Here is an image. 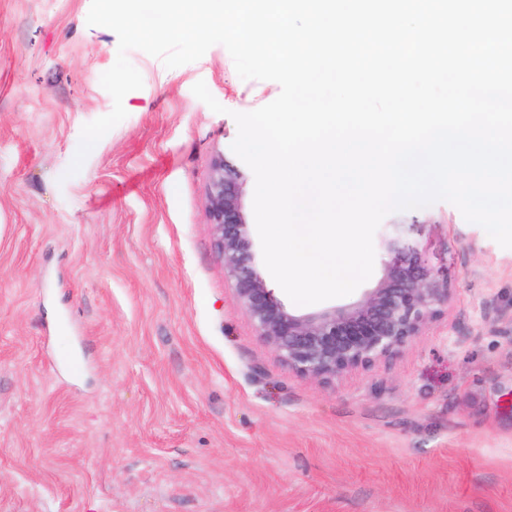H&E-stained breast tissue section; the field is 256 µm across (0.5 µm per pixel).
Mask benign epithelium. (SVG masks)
Here are the masks:
<instances>
[{
    "instance_id": "7a95c632",
    "label": "benign epithelium",
    "mask_w": 512,
    "mask_h": 512,
    "mask_svg": "<svg viewBox=\"0 0 512 512\" xmlns=\"http://www.w3.org/2000/svg\"><path fill=\"white\" fill-rule=\"evenodd\" d=\"M243 175L219 154L206 208L224 268L258 335L289 369L336 380L398 353L448 304L451 289L427 268L421 251L390 221L378 235L388 256L382 277L355 304L296 315L268 288L264 262L245 212Z\"/></svg>"
}]
</instances>
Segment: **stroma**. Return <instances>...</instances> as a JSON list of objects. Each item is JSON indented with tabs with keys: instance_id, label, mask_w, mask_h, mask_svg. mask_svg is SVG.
Returning <instances> with one entry per match:
<instances>
[{
	"instance_id": "1",
	"label": "stroma",
	"mask_w": 512,
	"mask_h": 512,
	"mask_svg": "<svg viewBox=\"0 0 512 512\" xmlns=\"http://www.w3.org/2000/svg\"><path fill=\"white\" fill-rule=\"evenodd\" d=\"M91 0H0V512H512V249L453 204L424 225L452 297L399 354L323 383L238 303L209 222L234 113L275 100L224 46L113 108ZM205 82L222 112L192 92Z\"/></svg>"
}]
</instances>
